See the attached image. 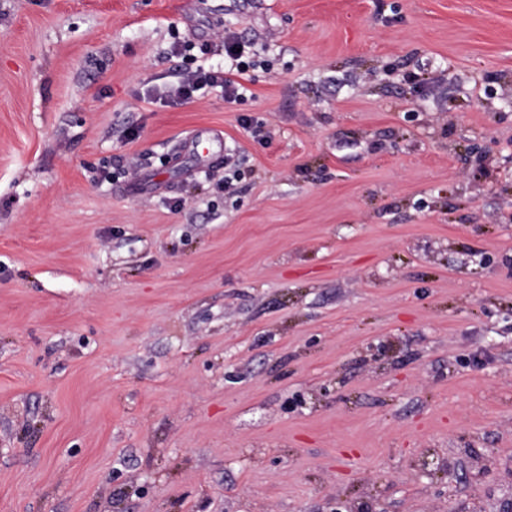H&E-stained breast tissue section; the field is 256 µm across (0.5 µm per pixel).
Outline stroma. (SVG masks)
<instances>
[{
	"label": "stroma",
	"instance_id": "obj_1",
	"mask_svg": "<svg viewBox=\"0 0 512 512\" xmlns=\"http://www.w3.org/2000/svg\"><path fill=\"white\" fill-rule=\"evenodd\" d=\"M0 512H512V0H0ZM237 48H241L237 52ZM249 44L242 41L234 32L228 30L224 33V66L204 67L190 66L185 61V45L174 46L172 52L181 57V65L175 69V80L166 84L162 90L149 96L153 103L163 106L182 105L192 102L199 94L209 89H219L228 102H237L244 99L249 92L246 82L250 81L248 72L256 66L255 53L246 49Z\"/></svg>",
	"mask_w": 512,
	"mask_h": 512
}]
</instances>
